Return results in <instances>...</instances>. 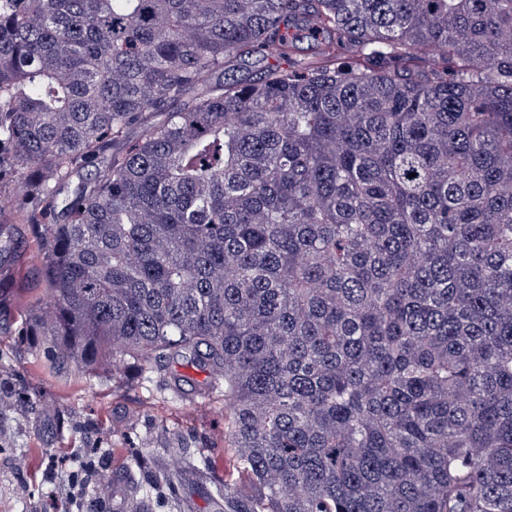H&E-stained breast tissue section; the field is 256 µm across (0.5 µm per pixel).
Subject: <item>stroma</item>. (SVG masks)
I'll return each instance as SVG.
<instances>
[{
  "mask_svg": "<svg viewBox=\"0 0 512 512\" xmlns=\"http://www.w3.org/2000/svg\"><path fill=\"white\" fill-rule=\"evenodd\" d=\"M0 512H224L239 464L224 445L223 386L182 358L157 362L149 381L55 365L28 316L46 300L40 243L28 224L0 226ZM96 474L74 481L88 452ZM148 457L131 466L132 453ZM186 460L167 478L169 458ZM125 472L124 494L99 499L98 475ZM156 492L143 497L139 487Z\"/></svg>",
  "mask_w": 512,
  "mask_h": 512,
  "instance_id": "stroma-1",
  "label": "stroma"
}]
</instances>
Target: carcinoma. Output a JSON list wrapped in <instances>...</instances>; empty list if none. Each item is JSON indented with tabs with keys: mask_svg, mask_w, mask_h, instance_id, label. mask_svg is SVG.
Returning <instances> with one entry per match:
<instances>
[{
	"mask_svg": "<svg viewBox=\"0 0 512 512\" xmlns=\"http://www.w3.org/2000/svg\"><path fill=\"white\" fill-rule=\"evenodd\" d=\"M8 174L55 361L224 382V512H512V0H0Z\"/></svg>",
	"mask_w": 512,
	"mask_h": 512,
	"instance_id": "1",
	"label": "carcinoma"
}]
</instances>
